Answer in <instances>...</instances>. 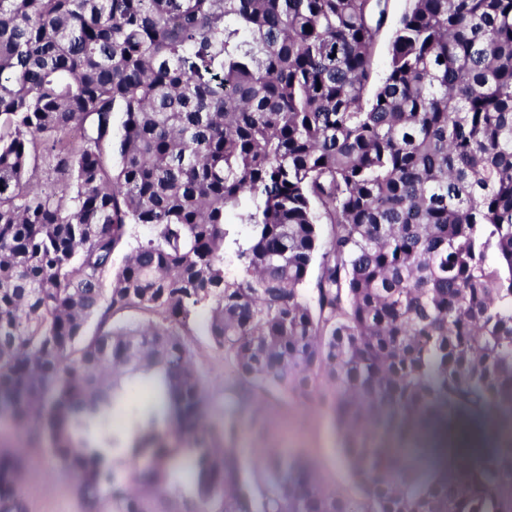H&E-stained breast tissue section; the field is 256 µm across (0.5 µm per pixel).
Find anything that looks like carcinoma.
<instances>
[{"label":"carcinoma","instance_id":"carcinoma-1","mask_svg":"<svg viewBox=\"0 0 512 512\" xmlns=\"http://www.w3.org/2000/svg\"><path fill=\"white\" fill-rule=\"evenodd\" d=\"M388 20L0 0V418L85 512H512V0H410L376 82ZM200 315L236 374L219 420ZM259 395L330 416L358 497L243 461ZM457 421L507 432L410 463ZM27 474L0 450V512Z\"/></svg>","mask_w":512,"mask_h":512}]
</instances>
